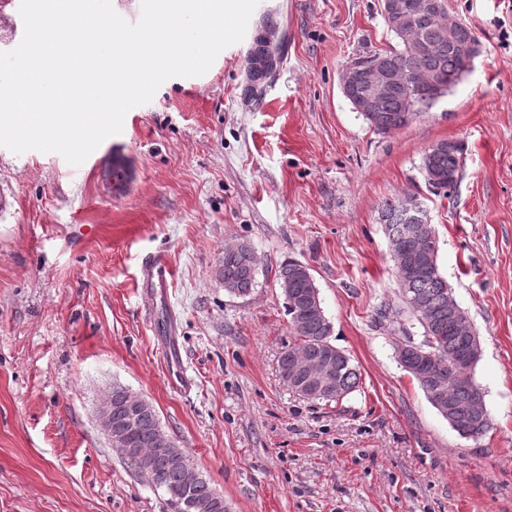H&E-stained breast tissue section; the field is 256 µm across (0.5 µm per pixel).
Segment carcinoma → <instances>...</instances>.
<instances>
[{
    "label": "carcinoma",
    "mask_w": 512,
    "mask_h": 512,
    "mask_svg": "<svg viewBox=\"0 0 512 512\" xmlns=\"http://www.w3.org/2000/svg\"><path fill=\"white\" fill-rule=\"evenodd\" d=\"M402 2L408 23L405 35L395 31L394 46L380 52L362 51L355 59L365 66L382 57L400 73L429 74L443 86V91L435 96L430 86L424 84L417 88L412 100L399 91L380 99L376 112L365 119L384 134L408 126L447 94L470 65L460 47L477 43L473 31L462 22L457 26L453 44L435 53L424 51V44L440 37L441 15L436 11H419L420 0ZM246 68L251 93L256 97L273 71L264 41L259 36L254 38L246 56ZM462 168L461 147L456 142L440 141L424 152L421 171L427 188L435 193L451 195L461 179ZM408 209L424 218V223L415 226L407 223ZM381 216L388 230L389 253L400 300L396 315H407L409 321L422 329L421 336L416 337L404 324H399L405 348L397 350L398 363L454 430L464 431L469 438L477 440L489 428L488 412L484 410L477 415L470 406L480 389L474 370L481 357V343L474 339L477 332L465 333L455 324V314H463L465 310L439 271L438 248L431 246L437 242L435 225L429 222L427 211L411 194L398 202H384ZM258 269L259 262L250 245L242 243L224 248L221 270L224 290L239 297L249 295L255 287ZM276 280L286 299L290 331L296 338V343L281 352L278 364L285 363L294 354L312 363L328 358L327 371L335 382V390L331 396L315 397L313 401L330 404L343 400L359 388L360 371L348 355L331 343L332 326L309 268L296 261L284 262L277 270ZM455 358L460 360V365L452 373L439 365L441 361ZM162 432L164 429L153 410L142 416L129 432L127 447L134 453L131 463L148 473L154 482L165 488L170 500L176 502L181 491L180 465L160 450L159 434ZM190 498L201 504L199 512H228L224 497L205 479L190 491Z\"/></svg>",
    "instance_id": "1"
}]
</instances>
